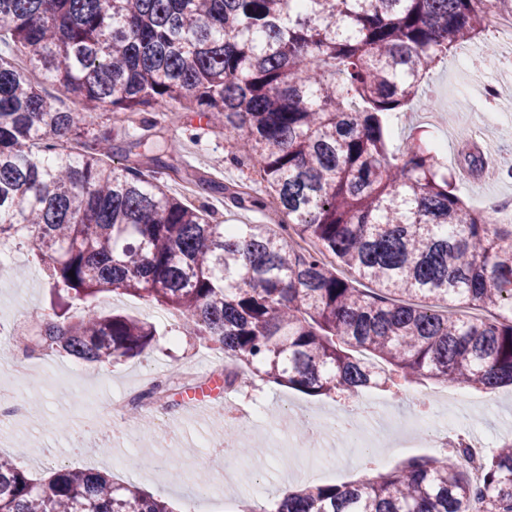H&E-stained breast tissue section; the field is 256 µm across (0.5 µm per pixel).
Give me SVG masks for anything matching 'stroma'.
Listing matches in <instances>:
<instances>
[{"instance_id": "obj_1", "label": "stroma", "mask_w": 512, "mask_h": 512, "mask_svg": "<svg viewBox=\"0 0 512 512\" xmlns=\"http://www.w3.org/2000/svg\"><path fill=\"white\" fill-rule=\"evenodd\" d=\"M496 79L492 71L473 77L459 56L448 57L426 80L408 112L398 119L399 129L419 127L429 132L439 156L459 175V195L478 209L487 208L495 196H512V179L487 183L461 176L472 147L463 133L486 110L482 85ZM146 119L154 122L164 136L180 139L176 153L169 158L174 167L207 174L221 184L242 181L246 170L231 160V144L210 134L199 113L183 112L172 117L150 112ZM17 266L24 268V277H16L14 268L0 272V323L19 328L48 308L50 298L46 275L31 252L18 251L14 267ZM96 305L103 311L113 309L153 323L156 342L147 354L107 365L77 366L68 358L51 354L30 367L27 381L19 386L27 414L0 426V455L17 457L22 469L33 476L46 477L61 467L90 468L109 473L115 482L136 485L177 510L189 503L195 512H234L242 501L254 499L264 512H273L283 485L303 488L355 482L372 471L385 472L409 459L435 454L434 449L425 446L390 447L381 458L372 449L346 446L330 434L310 445L289 441L285 423L290 419L291 407L301 406L326 418L337 412V403L259 381L250 395L262 407L265 421L252 433L251 440L265 450L264 474L242 471L215 481L210 493L198 494L195 485L184 481L182 473L191 470L214 477L217 472L207 449L224 438L223 352L184 335L177 342H169L170 331L162 310L142 299L103 294ZM190 361L200 368L193 386L208 400V407H188L187 392H180L176 396L177 407L167 413L174 435L155 433L139 446H128L112 430L113 400L135 393L150 375ZM87 386L96 388L99 394L100 411L92 420L84 419L76 410L80 392ZM441 392L459 395L462 418H480L493 432L495 442L512 439L511 387L484 393L430 380L391 397L386 415L387 437H394L411 417L444 420V413L438 412L430 401L432 395ZM59 424L65 425V433H55ZM166 455L179 461V471L157 466V459Z\"/></svg>"}]
</instances>
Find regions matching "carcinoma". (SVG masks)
I'll return each mask as SVG.
<instances>
[{
    "label": "carcinoma",
    "instance_id": "cac0c4a2",
    "mask_svg": "<svg viewBox=\"0 0 512 512\" xmlns=\"http://www.w3.org/2000/svg\"><path fill=\"white\" fill-rule=\"evenodd\" d=\"M492 13L512 16V0H0V43L27 60L0 53V248L32 251L47 272L39 343L82 363L144 354L152 324L93 305L112 292L174 311L248 369L224 372L226 387L512 386V224L465 204L422 131L392 144L423 80ZM138 112L204 113L281 222L215 223L169 195L166 138H138L149 155L115 164L112 120ZM186 182L196 198L216 188ZM450 304L497 316L454 317ZM171 390L155 381L132 410L146 417ZM479 497L512 512V441L487 453L479 487L450 457L414 459L307 487L274 512H470ZM0 512L172 510L101 472L42 480L0 455Z\"/></svg>",
    "mask_w": 512,
    "mask_h": 512
}]
</instances>
